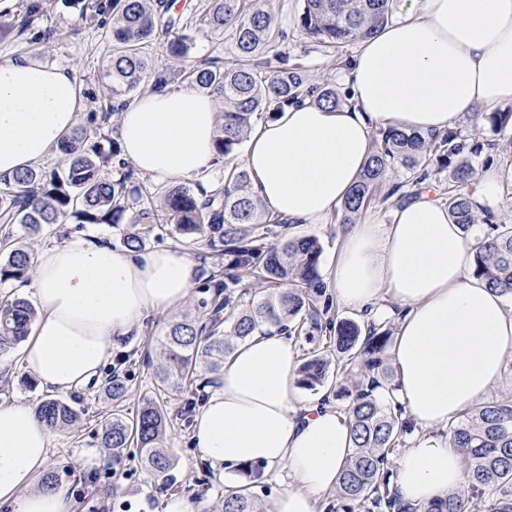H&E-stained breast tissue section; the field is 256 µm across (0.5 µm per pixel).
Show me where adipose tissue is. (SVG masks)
I'll list each match as a JSON object with an SVG mask.
<instances>
[{
    "mask_svg": "<svg viewBox=\"0 0 512 512\" xmlns=\"http://www.w3.org/2000/svg\"><path fill=\"white\" fill-rule=\"evenodd\" d=\"M335 72L348 92L342 107L290 105L254 127L240 158L253 194L292 224L331 221L365 168L373 129L438 133L476 109L512 105V0H396L391 22ZM83 103L76 69L1 59L0 176L22 175L56 150ZM117 121L122 155L155 182L202 181L214 167L218 117L208 93L149 91ZM390 217L347 227L329 286L354 310L387 297L405 309L391 348L396 395L422 434L398 460L394 484L402 502L420 505L468 483L445 430L498 381L512 352V304L471 274L472 245L445 202L424 190ZM197 276L193 258L165 248L73 239L37 249V318L22 368L50 391L93 383L114 338L186 305ZM295 370L285 336H252L225 358L192 425L211 466H287L293 482L267 512H319L352 452L341 412L318 399L298 403ZM51 437L32 406L0 403V506L71 512V477L34 487Z\"/></svg>",
    "mask_w": 512,
    "mask_h": 512,
    "instance_id": "obj_1",
    "label": "adipose tissue"
}]
</instances>
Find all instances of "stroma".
<instances>
[{"label":"stroma","instance_id":"35a3bbf8","mask_svg":"<svg viewBox=\"0 0 512 512\" xmlns=\"http://www.w3.org/2000/svg\"><path fill=\"white\" fill-rule=\"evenodd\" d=\"M39 9L27 30L19 25L25 15L22 0H15L10 11L0 12V57L28 56L48 64L75 67L85 85L84 112H99L108 103V92L101 83L110 59L111 42L104 30L90 26L82 17L76 0H34ZM177 12L188 25L193 39L191 61L216 58L227 61L233 55L228 37L210 33L203 21L209 0H184ZM275 14L287 38L282 45L290 59H300L310 67L314 81H335L332 56L319 44L307 39L294 24L301 0H261ZM171 319L160 316L139 333L114 339L115 356L128 361L116 371L130 378L129 394L123 403L127 413H135L145 393L153 387V373L160 360L158 340ZM17 354L0 358V403L29 404L46 397L47 392L20 368ZM111 367H104L97 383L65 392L64 397L81 409L82 423L74 430L55 432L45 463V473H80L72 487L73 512H167L176 500L186 503L190 512H221L224 488L228 483L217 468L203 460L191 437L193 415L208 395V387H194L192 393L172 397L168 404L165 447L171 448L175 466L173 480L160 484L145 470L139 456L125 454L112 463L98 446L100 423L112 409L104 396Z\"/></svg>","mask_w":512,"mask_h":512}]
</instances>
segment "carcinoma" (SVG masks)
<instances>
[{
  "label": "carcinoma",
  "instance_id": "cac0c4a2",
  "mask_svg": "<svg viewBox=\"0 0 512 512\" xmlns=\"http://www.w3.org/2000/svg\"><path fill=\"white\" fill-rule=\"evenodd\" d=\"M89 24L101 26L110 17L109 67L101 78L110 83L113 99L128 104L132 93L149 83L162 90L178 78L224 101L215 147L224 161L222 186L194 193L172 185L162 195L133 184V170L112 176L120 155L112 139L115 106L90 112L63 139L64 164L35 167L13 179L0 178V287L28 279L35 239L53 224H105L122 229V244L143 249L150 239L170 235L196 249L224 257V265L201 284L203 315L172 323L162 336V361L154 373V395L142 400L128 417L122 403L127 379L118 372L107 383L112 413L105 418L99 447L119 460L134 447L157 481L172 479L174 462L161 448L168 423L167 402L190 391L204 373L217 374L224 357L263 327L285 334L333 335L337 359L316 344L298 370V385L320 390L333 383L336 399H350L347 408L353 452L342 470L331 512H463L471 499L475 512H512V395H501L448 421V438L462 452L469 484L467 494L450 493L426 505L404 507L391 488V463L407 431L398 401L387 399L396 384L385 368L390 329L370 322L328 317L333 302L320 273L322 245L313 236H278L287 222L265 208L249 187L246 170L237 161L238 147L259 121L273 117L290 103L309 96L336 108L345 94L331 82H310L308 65L289 62L285 39L274 15L252 0H210L205 25L215 35L229 34L233 59H215L188 68H159L145 47L162 32L165 54L174 64L187 61L191 37L162 21L165 0H81ZM394 0H302L295 25L308 39L336 53L375 35L391 20ZM485 124L494 132L512 126V111L490 112ZM483 144L459 132L424 136L395 128L378 129L376 142L360 179L341 204L339 223L355 224L376 190L405 171L408 182L423 189L428 179L448 170L445 200L466 237H474L473 274L512 298V224L470 207ZM36 319L24 298L0 301V354L16 349ZM37 417L50 429L73 427L80 412L67 400L49 397L36 404ZM265 466L246 463L239 480L224 487L223 512H260L254 488L263 483Z\"/></svg>",
  "mask_w": 512,
  "mask_h": 512
}]
</instances>
